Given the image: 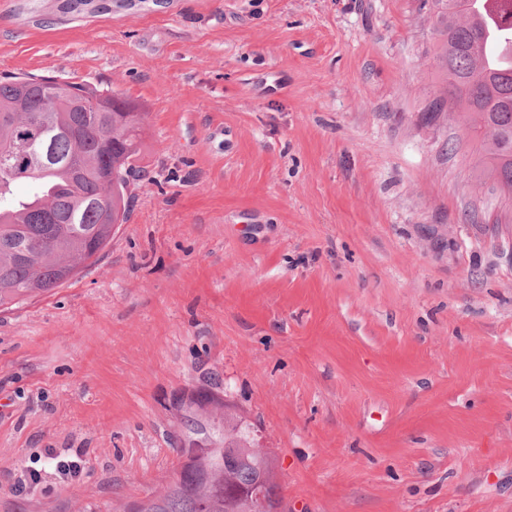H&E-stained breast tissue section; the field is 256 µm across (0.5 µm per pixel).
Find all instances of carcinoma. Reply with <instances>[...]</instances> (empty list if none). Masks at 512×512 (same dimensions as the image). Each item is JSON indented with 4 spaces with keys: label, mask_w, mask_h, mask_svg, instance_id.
Segmentation results:
<instances>
[{
    "label": "carcinoma",
    "mask_w": 512,
    "mask_h": 512,
    "mask_svg": "<svg viewBox=\"0 0 512 512\" xmlns=\"http://www.w3.org/2000/svg\"><path fill=\"white\" fill-rule=\"evenodd\" d=\"M115 0H62L64 13H107ZM438 5L439 67L443 101L476 143L475 178L512 198V65L490 66L483 33L497 30L479 15L476 0H435ZM499 31V30H497ZM512 42V27L499 31ZM26 99L30 111L15 106ZM146 113L126 97L90 83L22 76L0 80V154L17 139L47 161L26 172L0 163V201L20 179L38 191L15 201L10 221L0 218V308L10 309L70 282L97 262L119 224L130 215L131 178L136 172ZM252 425L224 431L204 417L183 423L181 455L192 461L186 479L171 481L123 512H242L245 494L224 474V454L246 439ZM240 472L257 480L272 466L252 453L239 457Z\"/></svg>",
    "instance_id": "obj_1"
}]
</instances>
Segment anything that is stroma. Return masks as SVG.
Returning a JSON list of instances; mask_svg holds the SVG:
<instances>
[{"label": "stroma", "instance_id": "obj_1", "mask_svg": "<svg viewBox=\"0 0 512 512\" xmlns=\"http://www.w3.org/2000/svg\"><path fill=\"white\" fill-rule=\"evenodd\" d=\"M60 2L0 0V79L92 83L148 131L103 257L0 311V512H121L202 392L287 512H512V238L434 0ZM115 0H64L60 9L63 13L91 11L92 13H109ZM251 447H253L251 449L255 453L261 456L266 454V450L261 448L257 440L254 441ZM255 453L239 457L240 470L238 472H242L248 476H251L254 480H257L266 474L270 466H272V462L270 459L265 460Z\"/></svg>", "mask_w": 512, "mask_h": 512}]
</instances>
